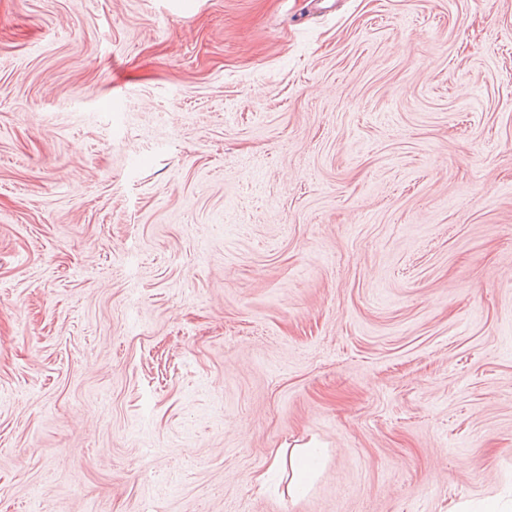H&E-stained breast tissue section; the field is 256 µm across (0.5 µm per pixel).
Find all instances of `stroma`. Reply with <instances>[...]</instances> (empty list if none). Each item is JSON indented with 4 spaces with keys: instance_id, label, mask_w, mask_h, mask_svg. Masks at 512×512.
<instances>
[{
    "instance_id": "35a3bbf8",
    "label": "stroma",
    "mask_w": 512,
    "mask_h": 512,
    "mask_svg": "<svg viewBox=\"0 0 512 512\" xmlns=\"http://www.w3.org/2000/svg\"><path fill=\"white\" fill-rule=\"evenodd\" d=\"M496 496L512 0H0V512ZM310 444L292 448L288 455L289 487L293 492L303 491L313 471L316 453Z\"/></svg>"
}]
</instances>
